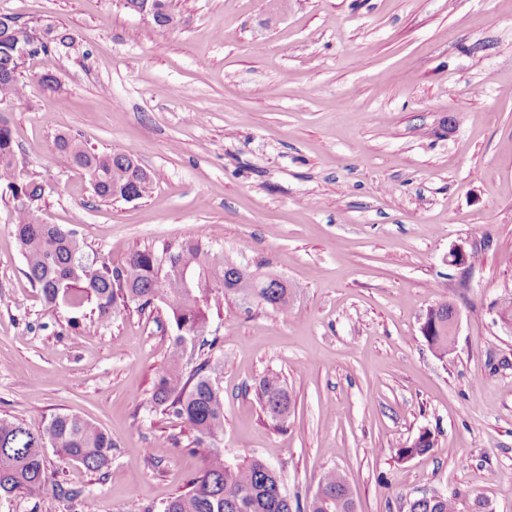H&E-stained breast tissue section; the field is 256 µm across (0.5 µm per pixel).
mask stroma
<instances>
[{"label": "stroma", "instance_id": "35a3bbf8", "mask_svg": "<svg viewBox=\"0 0 512 512\" xmlns=\"http://www.w3.org/2000/svg\"><path fill=\"white\" fill-rule=\"evenodd\" d=\"M159 29L119 0H0L76 37L24 67L0 101L17 152L49 184L38 217L74 229L86 255L121 264L186 239L283 277L275 310L213 289L202 358L224 394L230 463L257 457L311 501L324 469L348 477L357 512H408L459 493L512 512V0H175ZM53 77L55 91L43 77ZM68 133L128 150L152 192L103 202L56 152ZM473 259L449 265L454 245ZM0 198V416L43 427L75 413L108 430L107 472L62 468L81 489L0 497V512H141L184 490L203 457L150 404L174 328L162 303L130 306L92 334L68 325L25 275ZM456 309L447 357L421 333ZM295 406L274 425L260 379ZM434 450L402 459L421 432ZM179 444H172V437ZM165 443L169 451L155 459ZM257 397L266 416L276 425L284 423L291 414L292 396L288 391L286 381L279 374L268 373L261 379ZM273 412H278L281 417L275 418Z\"/></svg>", "mask_w": 512, "mask_h": 512}]
</instances>
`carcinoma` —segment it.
<instances>
[{
    "instance_id": "cac0c4a2",
    "label": "carcinoma",
    "mask_w": 512,
    "mask_h": 512,
    "mask_svg": "<svg viewBox=\"0 0 512 512\" xmlns=\"http://www.w3.org/2000/svg\"><path fill=\"white\" fill-rule=\"evenodd\" d=\"M173 0H153L155 25L173 28L177 14ZM45 30L47 37L29 46L28 56L48 54L72 47L76 37L49 22L20 23L0 16V101L23 97L25 60L18 43L30 33ZM56 151L89 177L95 197L102 201H130L146 197L157 176L144 172L130 152H100L69 134L54 138ZM10 192L13 227L25 258V275L39 289L51 307L93 304L88 321H73L77 330L111 326L116 316L131 302L145 308L155 301L165 303L172 314L176 334L167 365L160 371L151 393L155 411L181 421L192 433L189 444L206 448L205 467L185 491L170 498L161 512H303L300 500H291L279 472L262 460L251 457L234 465L224 461L217 443L224 435V395L212 379L215 367L207 362L188 368L185 345L207 343L206 291L224 282L246 281L248 269L195 239L168 246L158 254L151 249L136 251L120 266L89 260L73 229L61 224H44L37 211L45 201L46 184L20 161L9 118L0 112V186ZM254 302L276 310L288 307V285L270 280L265 287L238 289ZM451 304L430 308L426 316L432 330L429 345L441 355L453 342ZM257 397L266 416L275 424L285 422L293 401L286 381L277 373L266 374L259 382ZM432 434L420 436L415 445L398 450L403 459L425 454L434 448ZM112 435L101 426L74 413H58L39 430L18 420L0 417V494L20 493L31 499L49 496L68 502L82 492L66 490L57 472L47 467L51 449L63 465L78 464L89 472H101L112 463ZM317 491L333 501L330 512H353L355 502L344 474L334 468L323 472ZM459 495L417 498L409 512H458Z\"/></svg>"
}]
</instances>
